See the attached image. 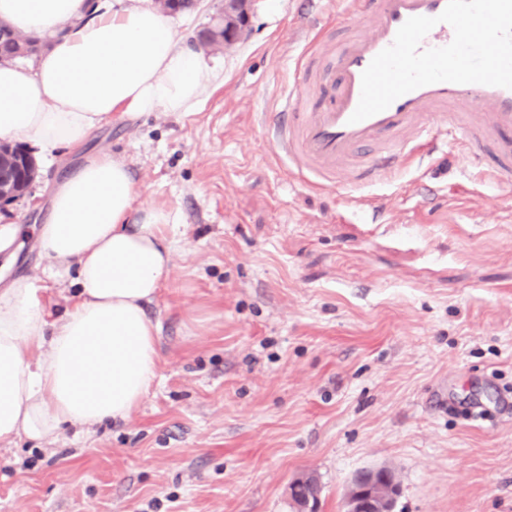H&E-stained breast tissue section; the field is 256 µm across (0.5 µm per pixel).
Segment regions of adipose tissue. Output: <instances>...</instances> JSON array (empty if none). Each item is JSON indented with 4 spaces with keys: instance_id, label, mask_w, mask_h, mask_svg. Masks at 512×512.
<instances>
[{
    "instance_id": "adipose-tissue-1",
    "label": "adipose tissue",
    "mask_w": 512,
    "mask_h": 512,
    "mask_svg": "<svg viewBox=\"0 0 512 512\" xmlns=\"http://www.w3.org/2000/svg\"><path fill=\"white\" fill-rule=\"evenodd\" d=\"M0 20L53 39L36 67L0 65V139L23 138L49 159L117 114L196 111L224 82L143 0H0ZM137 197L108 151L54 188L35 233L47 276L74 275L78 300L51 323L38 289L0 290V443L127 419L151 390L160 326L147 308L170 277L177 225L163 208L137 209Z\"/></svg>"
}]
</instances>
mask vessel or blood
Returning a JSON list of instances; mask_svg holds the SVG:
<instances>
[{"label": "vessel or blood", "instance_id": "1", "mask_svg": "<svg viewBox=\"0 0 512 512\" xmlns=\"http://www.w3.org/2000/svg\"><path fill=\"white\" fill-rule=\"evenodd\" d=\"M447 0H348L347 9L367 14V31L354 30L321 60L326 42L314 35L296 65L297 79L269 126L273 150L318 187H332L339 174L358 184L436 149L432 125L440 123L453 143L500 180H512V89L477 83L438 82L397 98L387 109L351 122L361 95V76L391 46L412 17L438 16ZM330 82L326 105L303 91Z\"/></svg>", "mask_w": 512, "mask_h": 512}]
</instances>
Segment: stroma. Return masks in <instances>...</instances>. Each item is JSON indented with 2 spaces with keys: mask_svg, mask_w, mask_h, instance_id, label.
<instances>
[{
  "mask_svg": "<svg viewBox=\"0 0 512 512\" xmlns=\"http://www.w3.org/2000/svg\"><path fill=\"white\" fill-rule=\"evenodd\" d=\"M174 15L183 43L221 15ZM344 0H253L236 49H204L224 82L194 112L110 118L59 150L0 224H40L50 190L101 150L128 165L141 207L180 224L158 377L125 421L0 445V512H343L357 471L385 467L394 512H512V183L440 146L393 179L318 188L278 163L264 120L319 29L366 17ZM36 238L0 254V289L39 288Z\"/></svg>",
  "mask_w": 512,
  "mask_h": 512,
  "instance_id": "1",
  "label": "stroma"
}]
</instances>
